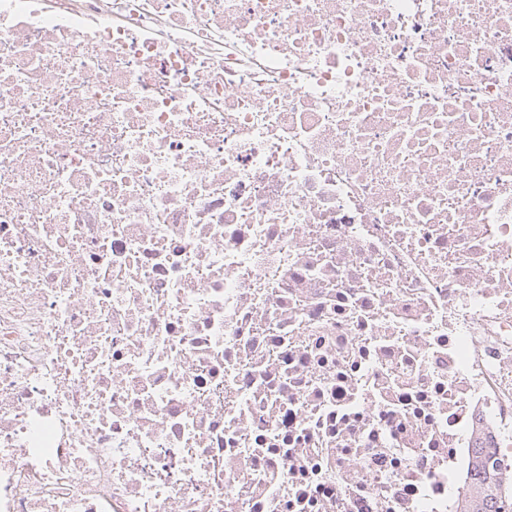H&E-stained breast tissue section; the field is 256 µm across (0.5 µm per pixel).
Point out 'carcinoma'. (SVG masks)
<instances>
[{"label":"carcinoma","instance_id":"carcinoma-1","mask_svg":"<svg viewBox=\"0 0 512 512\" xmlns=\"http://www.w3.org/2000/svg\"><path fill=\"white\" fill-rule=\"evenodd\" d=\"M457 512H512V495L503 494L497 461L487 448L476 450Z\"/></svg>","mask_w":512,"mask_h":512}]
</instances>
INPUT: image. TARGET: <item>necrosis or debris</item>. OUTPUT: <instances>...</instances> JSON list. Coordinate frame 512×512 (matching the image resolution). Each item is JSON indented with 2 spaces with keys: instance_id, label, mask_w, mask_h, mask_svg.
I'll use <instances>...</instances> for the list:
<instances>
[{
  "instance_id": "4bbe7bcc",
  "label": "necrosis or debris",
  "mask_w": 512,
  "mask_h": 512,
  "mask_svg": "<svg viewBox=\"0 0 512 512\" xmlns=\"http://www.w3.org/2000/svg\"><path fill=\"white\" fill-rule=\"evenodd\" d=\"M512 485V0H0V512H457ZM493 457L489 448H477L457 512H512V495L503 494L501 473Z\"/></svg>"
}]
</instances>
